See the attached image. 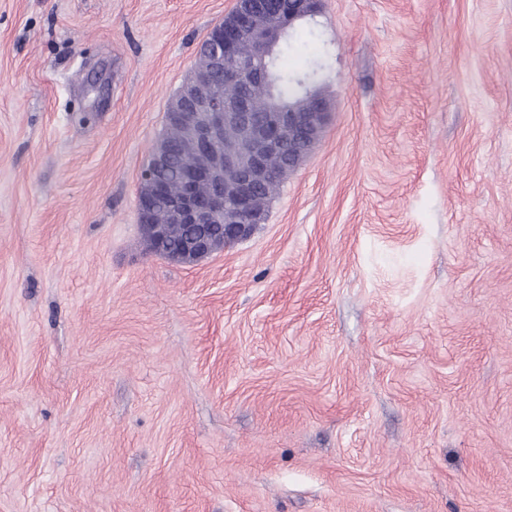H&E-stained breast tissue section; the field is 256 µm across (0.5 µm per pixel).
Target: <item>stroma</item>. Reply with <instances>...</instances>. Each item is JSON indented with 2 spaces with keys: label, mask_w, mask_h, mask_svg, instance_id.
Segmentation results:
<instances>
[{
  "label": "stroma",
  "mask_w": 512,
  "mask_h": 512,
  "mask_svg": "<svg viewBox=\"0 0 512 512\" xmlns=\"http://www.w3.org/2000/svg\"><path fill=\"white\" fill-rule=\"evenodd\" d=\"M235 0H0V512H512V0H322L266 223L151 254Z\"/></svg>",
  "instance_id": "obj_1"
}]
</instances>
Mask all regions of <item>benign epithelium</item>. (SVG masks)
<instances>
[{"label": "benign epithelium", "mask_w": 512, "mask_h": 512, "mask_svg": "<svg viewBox=\"0 0 512 512\" xmlns=\"http://www.w3.org/2000/svg\"><path fill=\"white\" fill-rule=\"evenodd\" d=\"M321 0H288L275 15L271 0H236L235 8L209 34L210 55L205 65L211 74L227 72L253 86L271 82L273 66L254 65L258 54L272 57L275 47L291 34L295 24L315 17ZM303 94L286 112H253L249 100L224 102L214 84L193 70L186 87L169 104L167 134L155 146L141 171L138 214L144 237L153 253L192 264L224 250L210 234L209 225L224 217L229 242L250 237L265 222L268 200L255 187L275 176L274 156L288 155V172L295 171L314 150L331 115L329 100L311 88L313 77L299 78ZM176 132L172 138L170 132ZM189 144L179 185L171 188L157 173L176 150V141ZM168 200L167 214H155V202ZM189 224L192 233L175 254L166 249L168 227Z\"/></svg>", "instance_id": "7a95c632"}]
</instances>
